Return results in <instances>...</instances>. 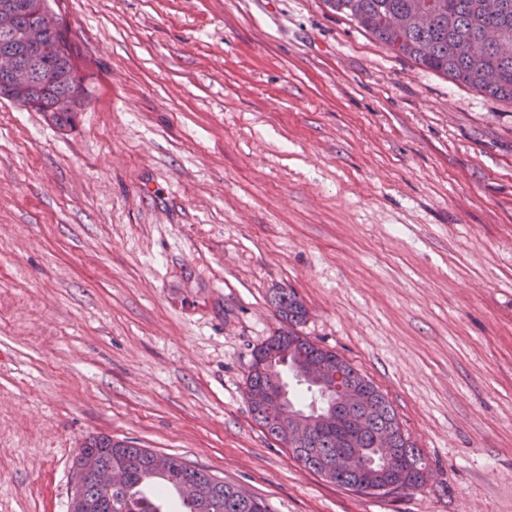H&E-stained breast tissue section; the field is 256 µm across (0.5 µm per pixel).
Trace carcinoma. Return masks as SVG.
Returning <instances> with one entry per match:
<instances>
[{
	"label": "carcinoma",
	"instance_id": "carcinoma-1",
	"mask_svg": "<svg viewBox=\"0 0 512 512\" xmlns=\"http://www.w3.org/2000/svg\"><path fill=\"white\" fill-rule=\"evenodd\" d=\"M46 0H0V52L20 51L31 62L35 78L30 86L16 91L0 77V98H19L28 109L39 112L51 124L65 129L75 124L84 102L92 97L88 75L80 69L78 46L61 26L44 35L41 46L22 47L18 34L39 23V11ZM328 6L354 21L390 51L405 56L416 64L478 92L512 101V0H501L499 12L485 11L484 0H325ZM498 33L499 42L492 45L480 60L459 52L462 42L475 39L486 31ZM273 304L286 327L279 329L252 351L245 393L268 386L288 388L285 377L293 374V365L301 360L329 362L342 379L360 388L371 407V425L365 437L355 444L363 455L375 453L374 433L379 425L399 423L389 399L366 376L335 351L301 335L297 327L307 311L297 294L278 291ZM275 350L281 365L271 370L264 355ZM253 419L279 442L286 440L287 428L279 420L250 409ZM338 434L326 433L307 447L292 449L294 458L324 480L351 492H358L349 477L340 478L332 471L336 454L345 447L336 443ZM89 445L101 455L131 464L127 483L120 490H107L93 482L85 485V494L102 501V512H167L171 490L179 491L184 480L199 483L204 495L190 502L181 500V512H268L266 505L240 487L189 464L173 454H158L148 448H137L127 440L107 436L89 439ZM399 447L408 449L410 466L393 480L414 490L425 484L427 468L424 454L409 434L399 438Z\"/></svg>",
	"mask_w": 512,
	"mask_h": 512
}]
</instances>
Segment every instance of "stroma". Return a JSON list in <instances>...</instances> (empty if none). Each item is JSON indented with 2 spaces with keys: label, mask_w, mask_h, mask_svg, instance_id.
Returning <instances> with one entry per match:
<instances>
[{
  "label": "stroma",
  "mask_w": 512,
  "mask_h": 512,
  "mask_svg": "<svg viewBox=\"0 0 512 512\" xmlns=\"http://www.w3.org/2000/svg\"><path fill=\"white\" fill-rule=\"evenodd\" d=\"M57 2L97 79L67 131L0 101V512H66L99 434L269 512H512V102L324 0ZM279 289L428 483L349 492L256 424Z\"/></svg>",
  "instance_id": "obj_1"
}]
</instances>
